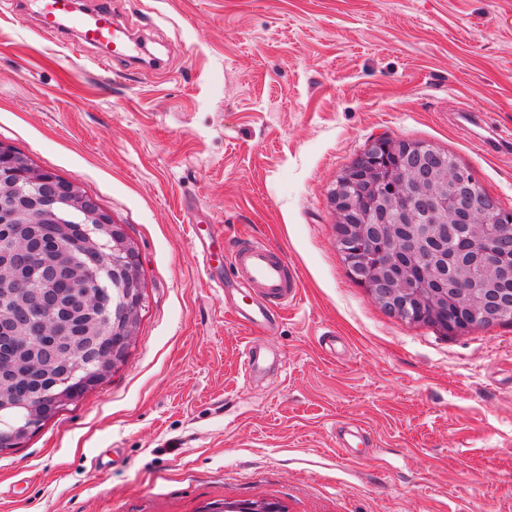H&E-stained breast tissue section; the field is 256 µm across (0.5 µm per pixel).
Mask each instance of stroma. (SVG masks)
Segmentation results:
<instances>
[{"mask_svg":"<svg viewBox=\"0 0 512 512\" xmlns=\"http://www.w3.org/2000/svg\"><path fill=\"white\" fill-rule=\"evenodd\" d=\"M109 2L149 65L101 69L0 0V142L97 197L147 284L126 364L0 452V512H512V322L445 334L385 312L328 199L387 136L447 152L512 212V153L457 119L512 135V0ZM198 221L285 252L301 298L273 330L211 286ZM249 343L269 361L248 383Z\"/></svg>","mask_w":512,"mask_h":512,"instance_id":"35a3bbf8","label":"stroma"}]
</instances>
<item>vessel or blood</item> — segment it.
I'll return each mask as SVG.
<instances>
[{"mask_svg": "<svg viewBox=\"0 0 512 512\" xmlns=\"http://www.w3.org/2000/svg\"><path fill=\"white\" fill-rule=\"evenodd\" d=\"M41 32L62 34L77 29L83 43L105 47L98 57V67L116 60H127L138 53V43L119 29L107 0H98L86 11H77L75 0H39L37 11ZM201 244L200 256L212 282L228 273L238 292L231 309L249 325L264 327L272 319V307L295 302L300 295V280L293 272L285 253L268 242L250 237L233 248L224 250V236L216 225L195 232Z\"/></svg>", "mask_w": 512, "mask_h": 512, "instance_id": "1", "label": "vessel or blood"}]
</instances>
